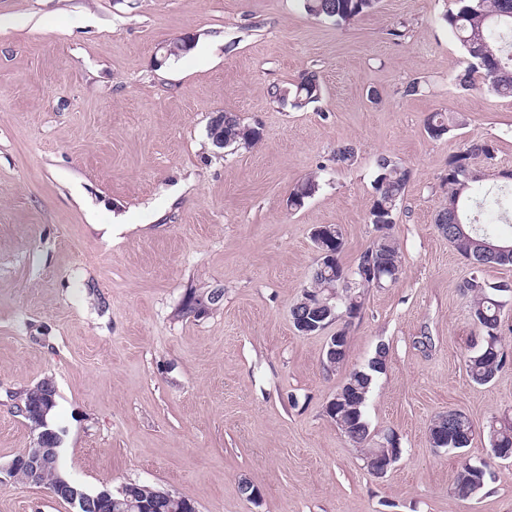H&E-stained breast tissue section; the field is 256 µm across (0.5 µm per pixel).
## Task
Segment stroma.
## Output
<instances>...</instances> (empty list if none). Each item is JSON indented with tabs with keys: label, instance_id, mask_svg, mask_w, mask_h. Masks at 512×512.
Returning <instances> with one entry per match:
<instances>
[{
	"label": "stroma",
	"instance_id": "stroma-1",
	"mask_svg": "<svg viewBox=\"0 0 512 512\" xmlns=\"http://www.w3.org/2000/svg\"><path fill=\"white\" fill-rule=\"evenodd\" d=\"M450 5L378 0L337 26L298 0H0V466L35 447L15 406L49 379L59 469L91 493L148 485L197 512H512V460L487 436L512 416V363L470 381L472 269L435 224L448 159L470 140L495 148L477 188L512 174V99L460 86ZM188 35L191 50L164 57ZM307 70L318 102L271 98ZM225 111L261 141L216 148L208 126ZM433 112L452 124L439 139ZM345 145L356 161L336 166ZM382 156L410 172L392 229L402 274L368 290L329 374L326 333H298L290 308L318 259L314 227H341L348 267L374 239ZM309 176L319 191L289 209ZM381 345L367 418L402 453L375 475L326 406ZM448 410L475 424L460 454L429 443ZM464 458L490 464L468 499L452 492ZM0 512L76 510L7 479Z\"/></svg>",
	"mask_w": 512,
	"mask_h": 512
}]
</instances>
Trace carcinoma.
Wrapping results in <instances>:
<instances>
[{
    "label": "carcinoma",
    "mask_w": 512,
    "mask_h": 512,
    "mask_svg": "<svg viewBox=\"0 0 512 512\" xmlns=\"http://www.w3.org/2000/svg\"><path fill=\"white\" fill-rule=\"evenodd\" d=\"M303 10L312 16L333 21L336 25L348 24L359 16L374 9L377 0H300ZM453 7L444 14V21L452 30L463 48L467 69L459 78L463 86L474 81L479 75L487 90L503 98H512V0H452ZM271 97L277 101H289L295 109H302L319 100L322 94V82L316 71H307L292 88L273 87ZM224 138L233 145L244 148L254 146L261 140L260 128L244 122L235 112L222 113ZM425 131L432 138H440L449 131L448 118L441 112L431 113L425 120ZM493 147L480 139L469 142L467 147L448 160V203L438 211L435 224H450L457 220L463 224L464 232L448 236L454 249L461 255L477 250L478 243L491 240L501 242L505 239L496 235L491 224L481 221V215L490 208L500 210L506 216L509 209L503 205V189H487L476 192L471 187L470 168L472 161L480 157L490 158ZM410 174L408 169L381 156L377 159V171L373 181V203L369 212L370 223L379 225V235L363 251V255L373 256L375 267L383 274L382 283L393 282L396 266L401 263L399 249L391 235L395 224L398 206L405 195ZM319 190V182L308 177L293 186L288 195V206L300 209L307 200ZM505 241L511 243L512 237ZM344 246L343 233L335 227L334 233L324 238L322 252L339 260ZM334 285L330 270L316 265L310 276V285L302 291L300 298L291 308L292 319H312L320 312L318 300L327 295L326 288ZM336 286V285H334ZM507 283H490L479 274H473L461 285V290L470 295V311L474 323L481 334L473 342L471 353L466 360L468 376L476 385L492 382L507 365L506 352L500 336L501 311L512 300V290ZM369 286L360 276L344 286H336V309L322 320L332 323L335 317L346 310L350 304L363 309L365 294ZM386 349L378 347L372 358L373 365L354 368L344 377L343 382L355 380L356 389L350 394L345 412L332 413L330 417L346 436L358 444L365 459L373 458L382 452L374 447L370 439L372 430L367 420L365 406L371 394L378 374L383 369ZM448 422V449L456 451L468 447L469 436L473 433V422L463 412L450 410ZM490 446L493 448H512V417L504 416L492 420L488 425ZM484 470L490 465L483 461L479 464ZM463 462L453 484L455 496L465 499L473 487L479 483L480 474L474 470L477 466ZM130 494L146 509L153 512H188V499L167 502L156 498L154 488L147 485L129 484Z\"/></svg>",
    "instance_id": "1"
}]
</instances>
